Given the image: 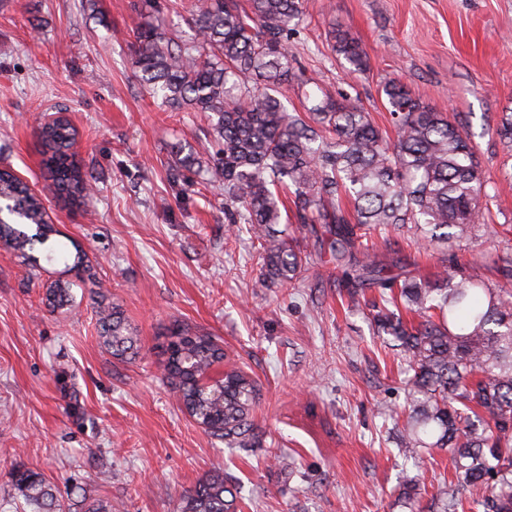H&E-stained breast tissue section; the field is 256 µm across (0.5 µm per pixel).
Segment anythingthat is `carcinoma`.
Listing matches in <instances>:
<instances>
[{"label": "carcinoma", "instance_id": "cac0c4a2", "mask_svg": "<svg viewBox=\"0 0 512 512\" xmlns=\"http://www.w3.org/2000/svg\"><path fill=\"white\" fill-rule=\"evenodd\" d=\"M303 0H195L188 39L167 38L146 20L133 31L132 65L150 93L174 110L205 112L217 152L203 165L198 153L175 146L170 178L183 168L206 169L224 184L230 224H247L266 243L257 284H290L307 256L270 236L289 194L299 230L314 237L354 299L376 288L372 324L403 352L406 405L390 410L400 447L412 453L449 454L451 486L430 512H512V259L500 267L505 282L490 285L467 272L487 259L479 231L491 198L462 128L415 98L397 78L382 90L397 130L387 141L357 99L306 95V116L287 111L281 88L291 78L289 40L303 21ZM333 50L352 67L366 53L348 34L332 32ZM77 136L67 122L43 125L38 138L50 189L85 200L89 183L71 152ZM5 205L0 240L23 256L57 234L42 198L11 169H0ZM35 226L33 233L21 229ZM408 227L417 240L447 256L449 269L431 281L400 262L377 260L363 231ZM476 244L470 257L458 241ZM72 283L47 289L54 307L71 301ZM100 338L113 355L134 343L116 307L97 311ZM167 370L186 412L230 448H248L258 396L253 378L237 367L203 387L199 379L224 359L206 335L176 327L166 345ZM15 488L37 512H57L54 488L40 474L19 470ZM482 486L467 501L459 493ZM400 496L410 512L420 507V479L405 480ZM238 487L229 476L203 481L185 512H237Z\"/></svg>", "mask_w": 512, "mask_h": 512}]
</instances>
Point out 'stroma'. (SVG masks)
<instances>
[{
  "mask_svg": "<svg viewBox=\"0 0 512 512\" xmlns=\"http://www.w3.org/2000/svg\"><path fill=\"white\" fill-rule=\"evenodd\" d=\"M138 0H0V165L36 193L49 182L37 129L62 111L78 130L76 160L92 201L48 197L60 231L28 262L0 244V512H30L18 469L54 486L66 512H182L194 487L224 473L242 485L241 512H408L403 474L423 499L451 465L436 451L405 458L387 409L404 405L399 358L374 334L368 307L349 305L332 265L313 261L291 285L255 287L262 250L231 235L222 185L182 171L170 147L213 152L200 112L163 107L132 66ZM290 47L308 92L359 98L397 138L382 82L392 74L433 110L462 119L479 171L497 190L485 239L512 256V149L495 133L512 113V0H304ZM358 40L365 70L332 52L330 32ZM372 255L435 277L410 232ZM62 257L48 259L49 249ZM88 270L71 309L46 291ZM119 307L137 342L114 356L99 339L98 304ZM214 337L253 377L257 445L228 448L184 411L165 372L171 329ZM285 455L294 474L272 462Z\"/></svg>",
  "mask_w": 512,
  "mask_h": 512,
  "instance_id": "stroma-1",
  "label": "stroma"
}]
</instances>
